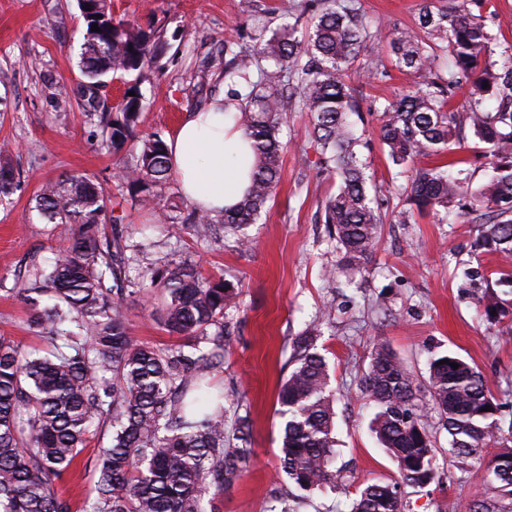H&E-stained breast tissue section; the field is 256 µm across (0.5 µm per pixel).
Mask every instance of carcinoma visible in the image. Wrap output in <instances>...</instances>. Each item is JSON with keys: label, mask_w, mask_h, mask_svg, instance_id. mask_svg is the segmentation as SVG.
<instances>
[{"label": "carcinoma", "mask_w": 512, "mask_h": 512, "mask_svg": "<svg viewBox=\"0 0 512 512\" xmlns=\"http://www.w3.org/2000/svg\"><path fill=\"white\" fill-rule=\"evenodd\" d=\"M476 3L456 0L448 10L423 0L419 25L428 43L414 31L396 32L395 65L421 80L379 108L381 138L392 163L408 174V216L428 210L442 223L451 215L468 216L479 225L475 246L497 256L486 284L512 295V46L496 52V35L474 11ZM78 8L85 33L77 95L99 112L102 145L118 149L140 122V94L130 87L120 111H101V77H143L164 43L150 28L114 19L110 0H78ZM294 10L312 13L311 30L296 22L272 32L262 25L251 51H235L236 42L224 40L231 54L224 65L226 99L237 102L255 169L235 207L216 218L195 210L185 229L205 239L215 224L240 231L255 223L280 182L282 127L300 110L309 113L311 143L338 183L322 205L323 223L336 239L341 266L360 271L377 246L384 199L367 190L362 142L350 120L358 104L346 77L377 35L355 0H300ZM95 23L98 32L91 30ZM464 85L459 103L456 90ZM466 130L490 168L476 190L460 155L469 148ZM139 144L124 183L135 202L151 206L172 175L168 147L157 134L141 136ZM448 152L446 163L419 164ZM11 154L0 148V199L20 179ZM36 208L50 223L69 225L68 243L47 267L36 268L25 288L30 325L42 347L0 341V512H68L51 477L71 467L91 426L102 421L109 422L112 440L99 456L95 496L84 512H205L204 500L223 494L224 483L239 477L252 455L250 448L226 447L224 394L204 381L224 361V311L237 293L224 280L180 263L130 281L119 236L104 230L119 218L108 215L105 190L88 176L64 174L45 184ZM157 288L165 293L162 324L172 335L192 338L190 351L163 353L129 335L124 297L151 296ZM486 315L497 322L511 317L512 298L496 301ZM315 335L309 328L298 337L294 367L278 393L280 469L307 494L344 480L335 466L329 367L312 351ZM363 391L377 409L372 430L395 459L398 479L358 486L348 512H402L398 485L434 481L436 448L426 424L432 411L448 432V453L485 466L482 498L464 504L465 512H512V427L503 435L500 404L475 366L450 352L432 359L424 401L396 354L377 343Z\"/></svg>", "instance_id": "obj_1"}]
</instances>
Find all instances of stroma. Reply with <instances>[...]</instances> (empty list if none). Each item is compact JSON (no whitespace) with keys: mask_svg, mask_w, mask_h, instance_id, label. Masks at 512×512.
I'll return each instance as SVG.
<instances>
[{"mask_svg":"<svg viewBox=\"0 0 512 512\" xmlns=\"http://www.w3.org/2000/svg\"><path fill=\"white\" fill-rule=\"evenodd\" d=\"M292 0H112L115 19L155 29L167 44L156 66L161 78L137 84L143 109L136 134L119 150L101 146L97 116L85 114L77 99L60 100L59 84L76 86L84 27L77 0H0V142L12 144L22 173L19 190L0 203V337L24 347L39 345L21 292L33 265L44 264L59 246L65 225L49 224L36 209L41 186L62 174H84L100 182L109 206L122 215L126 273L171 262L191 265L223 278L239 291L237 308L224 316V362L208 380L224 391L226 426L236 406L250 418L251 462L224 488L216 512H269L272 489L287 492L279 476L282 419L277 391L292 369L294 341L308 325H318L316 351L329 365L336 394V465L345 485L327 486L294 503L295 512H342L347 491L397 477V465L379 447L371 430L373 409L361 391L369 354L387 343L406 368L425 378L431 357L455 352L474 362L490 392L504 403L503 424L512 423V335L485 314L500 289H485L482 276L495 263L474 246L478 227L461 218L438 223L421 214L405 224L408 180L388 158L380 137V104L408 89L415 73L390 68L385 80L356 74L359 115L355 119L367 164L369 187L380 188L384 222L372 259L362 273L337 271V243L322 222L321 204L336 179L323 171L311 146L306 113L293 112L280 134L281 180L255 224L249 248L233 232L218 230L202 240L171 224L159 225L153 212L134 204L122 171L138 151L139 137L176 136L186 115L207 109L225 96L222 70L210 60L225 37L238 34L240 46L253 44L256 22L276 27ZM365 20L378 32L371 56L387 59L396 30L418 26L421 0H357ZM164 297H127L124 306L137 341L160 351L178 348L179 338L163 327ZM428 428L437 446L435 480L402 490L403 512H461L483 492V473L472 461L448 456V433L438 415ZM111 428L90 435L76 465L54 478L69 512H82L93 494L94 467L109 445Z\"/></svg>","mask_w":512,"mask_h":512,"instance_id":"35a3bbf8","label":"stroma"}]
</instances>
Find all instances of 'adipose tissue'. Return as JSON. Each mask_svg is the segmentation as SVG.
<instances>
[{
    "instance_id": "adipose-tissue-1",
    "label": "adipose tissue",
    "mask_w": 512,
    "mask_h": 512,
    "mask_svg": "<svg viewBox=\"0 0 512 512\" xmlns=\"http://www.w3.org/2000/svg\"><path fill=\"white\" fill-rule=\"evenodd\" d=\"M184 195L211 215L223 214L246 193L254 154L232 113L210 106L194 112L169 143Z\"/></svg>"
}]
</instances>
